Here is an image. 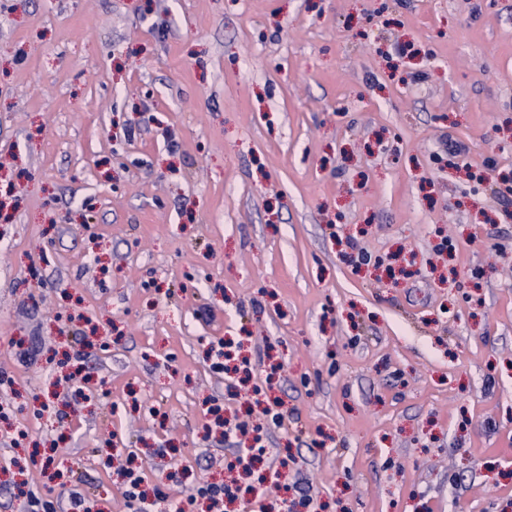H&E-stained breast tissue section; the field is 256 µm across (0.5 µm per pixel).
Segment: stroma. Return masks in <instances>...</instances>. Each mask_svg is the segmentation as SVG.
Listing matches in <instances>:
<instances>
[{
	"label": "stroma",
	"mask_w": 512,
	"mask_h": 512,
	"mask_svg": "<svg viewBox=\"0 0 512 512\" xmlns=\"http://www.w3.org/2000/svg\"><path fill=\"white\" fill-rule=\"evenodd\" d=\"M511 180L512 0H0V512H512ZM219 427H225L222 435L224 439L229 438L231 435H235L237 437L238 433L242 437L240 441H238L239 448H235L234 460L230 461L227 465L228 469L231 471L235 469L237 466H242L245 471L249 469L251 463L265 454L266 449L263 445H261V436L259 434L253 436L251 444H247L249 441L250 432L243 427L235 426L227 427V420H218L216 423ZM127 478L128 484L125 491V498L129 506H133L134 503H137L138 507L134 511H150L149 507L153 506V503L147 502V494L145 491L141 490V483L144 482L143 477L136 475L134 472H129ZM239 487H235L228 484H217L208 481H202L197 484L194 488V494L200 498H204L211 503V506L215 508L216 512H223L224 497L229 501L238 499ZM194 495V497H195Z\"/></svg>",
	"instance_id": "1"
}]
</instances>
